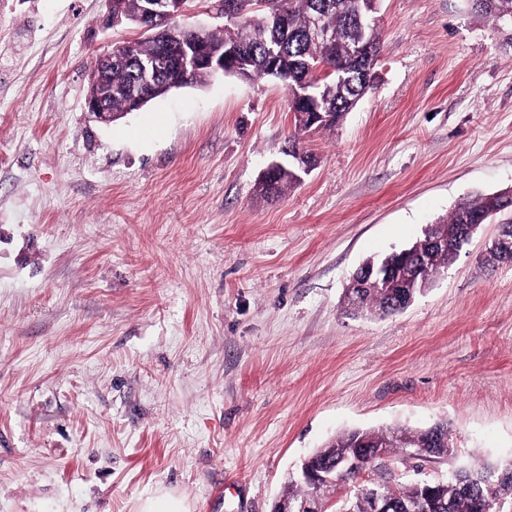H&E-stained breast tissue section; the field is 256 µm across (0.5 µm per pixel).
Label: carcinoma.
<instances>
[{
  "label": "carcinoma",
  "instance_id": "obj_1",
  "mask_svg": "<svg viewBox=\"0 0 512 512\" xmlns=\"http://www.w3.org/2000/svg\"><path fill=\"white\" fill-rule=\"evenodd\" d=\"M239 14L234 36L244 50L242 66L246 79L271 77L288 90V108L293 113L294 134L288 148L304 149L301 135L331 129L370 92L379 79L377 70L381 41L376 22L379 4H369V18L359 16L358 0H268L262 11L246 10L245 0H222ZM474 12L499 23L512 20V0H469ZM144 0H124L122 14L114 25L140 26L145 23ZM313 16L326 24L330 39L318 43L310 37ZM365 38L368 51L354 56L351 44ZM166 37L145 38L112 54V111L126 110L127 96L143 91L142 66L165 42ZM302 171L295 165L277 169L271 182L261 179L257 190L267 197H278L301 182ZM503 198L495 193L478 194L457 204L450 215L430 228L431 237L448 242L435 247L427 238L409 246L407 254L394 261L393 274L379 288L358 294L357 310L369 314L384 312L402 303L404 287L422 292L434 274L457 256L455 242L462 224L488 214L501 221L512 218V209L500 210ZM402 435L386 452L411 462L416 478L396 485L392 491V512H498L500 503L512 501V462L470 465L455 458L443 434L442 447L430 456H411L408 447L432 440L424 430L385 428L378 431L350 430L336 435L323 448L309 454V466L324 467L352 451L359 437L380 445L394 434ZM448 463V476L428 478L427 463Z\"/></svg>",
  "mask_w": 512,
  "mask_h": 512
}]
</instances>
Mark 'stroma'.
<instances>
[{
	"instance_id": "1",
	"label": "stroma",
	"mask_w": 512,
	"mask_h": 512,
	"mask_svg": "<svg viewBox=\"0 0 512 512\" xmlns=\"http://www.w3.org/2000/svg\"><path fill=\"white\" fill-rule=\"evenodd\" d=\"M105 0H0V512H270L351 429L447 425L512 459V266L481 227L403 311H349L364 261L512 187V26L382 0L379 86L307 136L276 79L221 76L112 124L96 54L142 38ZM281 165H283L282 162L274 160L265 168L264 174L268 180L273 178L276 170L277 175L270 183L259 178L257 190L261 195L267 197L281 196L288 189L302 181L301 177H303V174L300 168L295 165H288V163H285L284 166Z\"/></svg>"
}]
</instances>
